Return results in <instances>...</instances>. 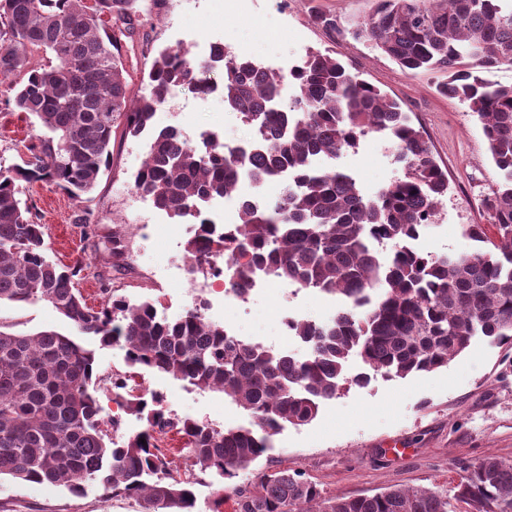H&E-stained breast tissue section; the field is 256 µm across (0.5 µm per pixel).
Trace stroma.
<instances>
[{"mask_svg": "<svg viewBox=\"0 0 512 512\" xmlns=\"http://www.w3.org/2000/svg\"><path fill=\"white\" fill-rule=\"evenodd\" d=\"M373 0H156L150 5L134 38L125 41L129 94L140 96L143 70L159 50L184 48L189 58L203 56L206 45L223 42L233 52L288 73L308 50H321L339 59L352 73L397 100L416 127L423 130L433 153L448 174L449 189L434 227L416 242L433 254L459 255L474 244L462 234L466 224H486L490 217L483 199L495 181L481 127L459 101L440 95L442 73L409 74L368 43L354 39L348 22L368 15ZM335 18L329 31L315 20ZM9 90L0 85V163L18 162L20 153L39 126L33 116L9 104ZM216 122L228 141L247 135L235 113L221 98L179 96L159 108L156 127L169 125L194 133L197 126ZM145 138L112 136V159L92 195L95 239L87 241L72 215L78 204L52 184L39 182L24 194L37 207L49 244V258L64 265L83 264L78 284L88 306L99 307L103 296L93 276L101 253L93 243H105L125 225L143 224L147 234L131 241L133 267L116 279L121 294L149 298L159 315L174 319L197 301L185 245L187 224L167 217L152 206L132 205L133 175L145 152ZM339 166L350 169L365 194H373L399 175L394 150L385 136L371 135L356 149L341 155ZM211 321L233 327L249 342L304 357L308 347L285 332V318L328 322L339 303L314 290L268 278L262 295L242 304L225 296L223 287L202 301ZM0 324L16 333L51 330L78 337L94 350L101 375L128 370L125 351L103 347L90 336H77L68 320L45 302H0ZM144 389L161 394L169 413L224 428L248 424L242 408L219 392H203L171 376L141 369ZM165 453L174 468L191 474L198 512H234L232 494L222 493V479L194 466L182 454L181 435L169 433ZM512 459V347L478 341L447 367L433 373L388 379L377 375L363 388L354 386L322 405L317 417L300 427H287L272 439L271 449L237 485L254 482L257 473L283 469L301 471L326 496L372 495L389 487H427L451 498L453 512H466L457 501V485L465 466L486 455ZM0 512H141L139 502L121 494L102 498L98 488L84 495L67 488L20 483L0 478Z\"/></svg>", "mask_w": 512, "mask_h": 512, "instance_id": "stroma-1", "label": "stroma"}]
</instances>
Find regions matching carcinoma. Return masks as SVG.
I'll return each mask as SVG.
<instances>
[{"instance_id": "cac0c4a2", "label": "carcinoma", "mask_w": 512, "mask_h": 512, "mask_svg": "<svg viewBox=\"0 0 512 512\" xmlns=\"http://www.w3.org/2000/svg\"><path fill=\"white\" fill-rule=\"evenodd\" d=\"M144 13L140 0H0V83L10 81L15 109L40 128L26 159L0 165V301L47 302L80 334L125 349L130 366L223 393L250 425L174 418L161 395L129 396L113 378L115 400L145 421L116 441L107 427L117 421L103 415L97 396L104 378L94 351L54 331L0 329V476L63 485L74 495L88 486L105 499L122 492L145 512H196L194 481L170 467L158 436L177 430L187 458L229 480L250 469L274 435L310 423L347 385L363 387L373 374L434 372L476 339L512 347V85L482 76L512 65V0H375L352 27L407 73L447 74L437 90L481 124L497 175L483 199L494 236L482 224L464 225L478 247L458 256L414 245L432 226L448 177L398 102L316 51L291 68L284 106L280 72L217 46L202 62L180 49L160 51L144 77L147 93L131 104L122 41ZM40 52L51 54L47 63L33 62ZM217 84L225 108L258 128L251 156L214 136L193 146L167 126L151 134L133 188L169 218L196 220L185 247L192 271L210 273V257L224 256L234 294L244 295L261 271L342 302L328 323H288L309 347L301 360L226 335L200 306L170 320L151 301L116 293L112 273L131 269L117 235L97 273L104 300L87 306L76 288L83 266L64 269L47 257L40 215L21 199L26 186L46 182L89 201L109 167L114 129L138 138L172 90L200 98ZM371 133L392 143L402 175L367 196L336 158ZM245 161L256 183L281 180L283 192L261 206L239 200L234 224L209 222L207 204L236 194ZM354 355L367 371L349 377ZM232 493L235 512H451L448 498L431 489L324 497L287 470ZM457 498L468 512H512V460L490 455L464 470Z\"/></svg>"}]
</instances>
